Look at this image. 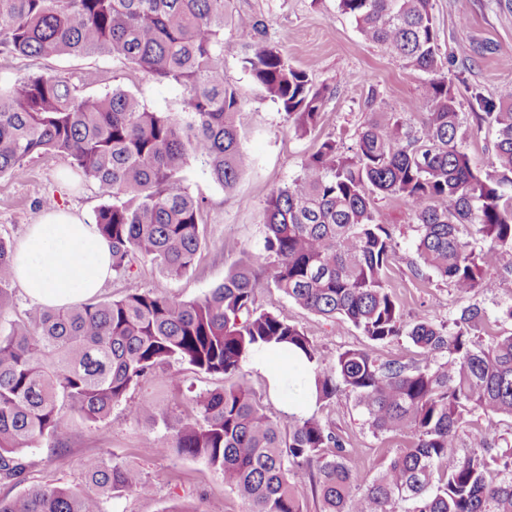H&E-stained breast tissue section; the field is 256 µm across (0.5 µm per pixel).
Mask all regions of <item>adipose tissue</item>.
<instances>
[{"label":"adipose tissue","mask_w":512,"mask_h":512,"mask_svg":"<svg viewBox=\"0 0 512 512\" xmlns=\"http://www.w3.org/2000/svg\"><path fill=\"white\" fill-rule=\"evenodd\" d=\"M13 271L30 298L58 309L97 295L112 273V250L82 217L53 209L38 223L28 225L14 250ZM250 361L268 379L272 394L284 398L286 412L306 416L313 411L311 397H284L289 373L302 380L310 376V368L299 353L267 349L253 354Z\"/></svg>","instance_id":"adipose-tissue-1"}]
</instances>
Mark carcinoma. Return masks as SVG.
<instances>
[{"instance_id":"carcinoma-1","label":"carcinoma","mask_w":512,"mask_h":512,"mask_svg":"<svg viewBox=\"0 0 512 512\" xmlns=\"http://www.w3.org/2000/svg\"><path fill=\"white\" fill-rule=\"evenodd\" d=\"M365 40L427 75L425 120L414 134L369 122L352 146L319 144L303 173L266 202L264 255L241 252L224 281L203 297L177 301L127 287L118 300L65 309L36 307L0 334V479L20 484L25 452L44 437L62 444L65 414L104 420L131 386L166 365L224 376V388L193 399L195 416L172 425L177 454L202 459L246 504V512H512V436L471 431L473 417H512V333L482 339L489 317L470 305L446 321L404 318L385 271L393 230L379 224L378 197L410 203L423 266L463 290L486 285L498 260L512 273V100L476 92L475 129L495 131L496 161L472 166L444 71L433 0H338ZM0 47L27 57L103 55L183 87L181 108L154 112L121 88L82 95L53 73L0 87V177L23 176L55 152L98 183L108 202L95 212L112 248V271L139 259L179 277L204 238L205 199L182 171L200 162L231 189L249 168L236 126L239 101L224 78V0H0ZM245 68L296 132L316 128L324 90L306 70L259 43ZM487 243L476 250L461 228ZM14 246L0 237V316L11 305ZM267 282L302 308L351 324L376 346L402 337L421 361L346 349L326 360L297 325L256 307ZM291 346L310 364L309 390L322 406L345 395L378 434L408 430L406 448H386L375 476L361 481L349 441L317 415L284 425L268 416L243 370L250 354ZM85 485L30 488L0 499V512H105L116 493L153 494L136 467L83 461Z\"/></svg>"}]
</instances>
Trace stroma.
I'll return each instance as SVG.
<instances>
[{"mask_svg":"<svg viewBox=\"0 0 512 512\" xmlns=\"http://www.w3.org/2000/svg\"><path fill=\"white\" fill-rule=\"evenodd\" d=\"M433 4L446 68L458 76L457 107L464 127L469 128L475 124L473 91L496 102L512 98V4L500 5L496 0H433ZM243 16L262 21V28L240 29L237 21ZM260 42L276 46L289 64L307 70L313 83L324 89L321 118L311 133H296L279 105L261 95L245 70V57ZM89 71L98 74V82L82 84L83 74ZM34 72L66 76L83 94L99 95L119 87L154 111L175 110L182 103L179 86L157 82L108 56L44 59L0 50V84ZM224 76L240 97L241 146L251 157V166L227 190L212 181L200 163H190L183 172L185 184L206 201L204 241L193 268L173 279L151 263L139 262L132 268L131 280L111 277L99 299L119 298L130 284L185 301L203 296L223 282L242 251L262 253L270 190L301 175L321 140L332 136L347 147L367 122L395 118L403 129L414 130L424 120V74L366 42L353 20L339 10L338 0H224ZM48 195L55 196L57 208L88 221L106 200L98 184L73 174L61 157L40 155L24 177H0V236L19 241L28 225L39 220V203ZM374 207L377 222L395 228L396 259L387 272V284L407 318L439 322L475 303L492 317L499 305L512 301V275L507 273H492L485 287L473 292L448 286L428 270L415 275L417 233L410 204L384 198L376 200ZM257 306L302 327L325 355L370 345L351 324L314 315L276 289H259ZM174 370L180 375L178 384L164 378L141 381L101 422L71 416L64 445L45 438L30 448L24 483L0 481V497L11 499L25 488L45 483L83 484L82 462L103 457L138 467L154 487L150 497L112 496L105 512H163L172 505H187L195 512H244V503L225 484L221 471L203 460L172 453V433L162 421L130 415L146 398L153 400L156 409L179 415L190 411L199 393L224 386L220 375L199 373L185 364L175 365ZM321 416L347 437L352 463L367 478L374 476L384 449L401 448L413 440L408 432L374 435L351 398L343 395ZM60 449L71 460L69 468L55 464Z\"/></svg>","mask_w":512,"mask_h":512,"instance_id":"stroma-1","label":"stroma"}]
</instances>
